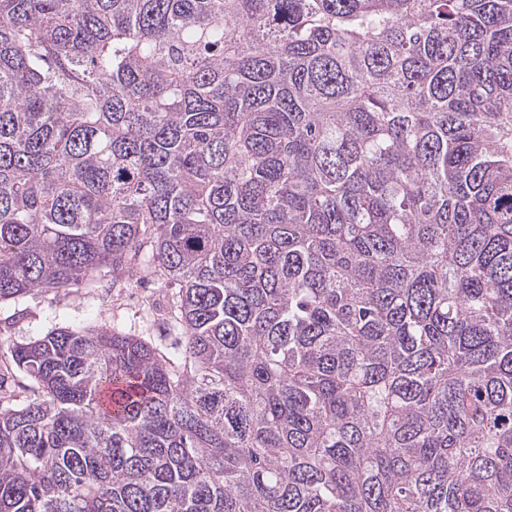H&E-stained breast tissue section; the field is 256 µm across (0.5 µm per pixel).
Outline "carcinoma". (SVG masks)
Returning <instances> with one entry per match:
<instances>
[{"mask_svg":"<svg viewBox=\"0 0 512 512\" xmlns=\"http://www.w3.org/2000/svg\"><path fill=\"white\" fill-rule=\"evenodd\" d=\"M105 267L0 512H512V0H0V303Z\"/></svg>","mask_w":512,"mask_h":512,"instance_id":"carcinoma-1","label":"carcinoma"}]
</instances>
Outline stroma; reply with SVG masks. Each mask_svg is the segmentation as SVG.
Instances as JSON below:
<instances>
[{"label": "stroma", "instance_id": "stroma-1", "mask_svg": "<svg viewBox=\"0 0 512 512\" xmlns=\"http://www.w3.org/2000/svg\"><path fill=\"white\" fill-rule=\"evenodd\" d=\"M167 288H116L111 270H103L92 287L73 288L60 296L35 292L16 302L0 304V340L27 342L44 335L52 327L67 324H108L120 318L127 329L147 331L156 342H164L162 327L144 329L142 320L158 298L167 295Z\"/></svg>", "mask_w": 512, "mask_h": 512}]
</instances>
